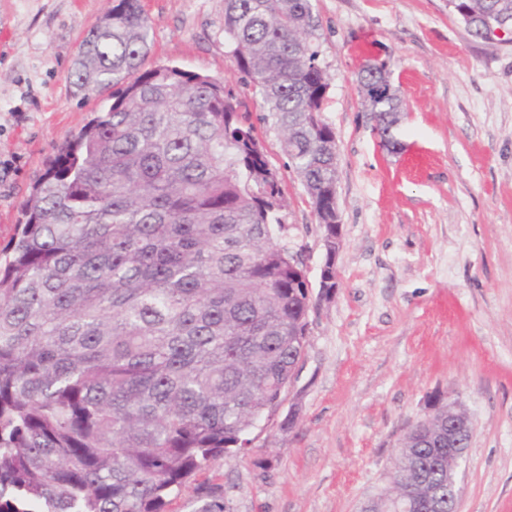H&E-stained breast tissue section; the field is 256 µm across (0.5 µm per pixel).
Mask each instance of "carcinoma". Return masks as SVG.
Instances as JSON below:
<instances>
[{
  "mask_svg": "<svg viewBox=\"0 0 512 512\" xmlns=\"http://www.w3.org/2000/svg\"><path fill=\"white\" fill-rule=\"evenodd\" d=\"M312 28L311 0H224L257 117L222 79L144 68L140 0H112L83 39L69 82L112 103L35 185L0 267V512H166L278 410L309 302L257 123L278 133L317 223L335 218L336 133ZM390 75L384 59L358 74L384 142L402 112ZM447 421L439 401L402 439L372 512H448V449L423 447ZM188 512H228L224 486L200 482Z\"/></svg>",
  "mask_w": 512,
  "mask_h": 512,
  "instance_id": "obj_1",
  "label": "carcinoma"
}]
</instances>
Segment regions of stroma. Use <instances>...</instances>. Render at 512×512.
Instances as JSON below:
<instances>
[{
    "label": "stroma",
    "instance_id": "obj_1",
    "mask_svg": "<svg viewBox=\"0 0 512 512\" xmlns=\"http://www.w3.org/2000/svg\"><path fill=\"white\" fill-rule=\"evenodd\" d=\"M149 64L223 78L235 69L224 0H142ZM112 0H0V248L60 148L104 96L68 74ZM311 40L336 132L340 288L310 314L309 345L278 416L218 460L231 512H361L389 487L407 430L435 398L473 422L458 469L460 512H512V48L473 37L448 0H313ZM389 61L403 112L381 142L357 78ZM263 151L288 200V245L309 279L322 228L278 137ZM293 416L284 430L280 422Z\"/></svg>",
    "mask_w": 512,
    "mask_h": 512
}]
</instances>
